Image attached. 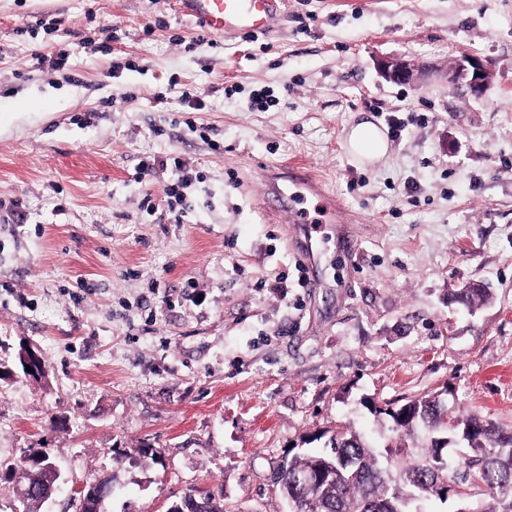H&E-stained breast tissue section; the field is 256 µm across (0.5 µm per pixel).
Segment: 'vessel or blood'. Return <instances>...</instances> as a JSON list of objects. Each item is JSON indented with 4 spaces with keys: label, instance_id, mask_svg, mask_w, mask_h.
<instances>
[{
    "label": "vessel or blood",
    "instance_id": "1",
    "mask_svg": "<svg viewBox=\"0 0 512 512\" xmlns=\"http://www.w3.org/2000/svg\"><path fill=\"white\" fill-rule=\"evenodd\" d=\"M183 11L200 27L214 36L238 34L269 35L282 0H181ZM269 189L292 224H335L341 207L335 200L319 201L308 207L309 196H319L320 186L304 167L288 169L287 183L271 180Z\"/></svg>",
    "mask_w": 512,
    "mask_h": 512
}]
</instances>
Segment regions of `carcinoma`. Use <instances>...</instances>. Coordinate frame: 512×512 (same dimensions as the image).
Instances as JSON below:
<instances>
[{
	"mask_svg": "<svg viewBox=\"0 0 512 512\" xmlns=\"http://www.w3.org/2000/svg\"><path fill=\"white\" fill-rule=\"evenodd\" d=\"M470 306L486 301L485 288H463L455 296ZM390 417L398 439L412 442L423 433L424 446L391 451L353 430L332 434L319 450L301 448L288 458V471L276 469L272 485L286 500L302 504V512H395L414 498H441L448 489L472 512H512V429L504 430L478 415L459 417L436 396L427 395L395 409L379 410ZM446 438L463 449L453 467L440 458L438 440ZM42 457L29 449L19 466L26 512H37L41 496L50 494L59 475L34 465ZM109 488L106 479L86 485L78 493V512H103ZM481 490L474 500L468 489ZM195 512H224V502L212 494L188 493Z\"/></svg>",
	"mask_w": 512,
	"mask_h": 512,
	"instance_id": "obj_1",
	"label": "carcinoma"
}]
</instances>
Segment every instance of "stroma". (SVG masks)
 Segmentation results:
<instances>
[{
  "label": "stroma",
  "mask_w": 512,
  "mask_h": 512,
  "mask_svg": "<svg viewBox=\"0 0 512 512\" xmlns=\"http://www.w3.org/2000/svg\"><path fill=\"white\" fill-rule=\"evenodd\" d=\"M466 54L490 65L482 96L448 83ZM364 121L389 134L372 165L347 150ZM156 157L199 176L182 219L169 171H139ZM290 161L349 225L314 231L310 272L267 184ZM477 284L490 301L455 303ZM436 392L512 429V0H284L258 38L202 36L176 0H0V512L25 508L30 448L60 471L40 512L102 478L107 512L192 490L287 512L271 476L293 448L386 442L378 407ZM382 76L394 83H411L414 79V71L405 63H393L383 61L380 63Z\"/></svg>",
  "instance_id": "35a3bbf8"
}]
</instances>
